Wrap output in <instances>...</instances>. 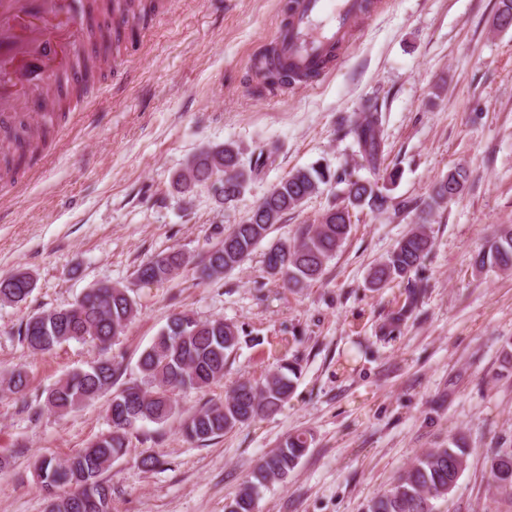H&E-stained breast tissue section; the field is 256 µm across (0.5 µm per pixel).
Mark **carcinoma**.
Segmentation results:
<instances>
[{"mask_svg":"<svg viewBox=\"0 0 512 512\" xmlns=\"http://www.w3.org/2000/svg\"><path fill=\"white\" fill-rule=\"evenodd\" d=\"M109 53L97 50L82 60L88 78L95 77L96 62ZM266 86L271 89L293 82L281 67H261ZM362 158L370 165L378 163L382 153L380 120L375 112L364 114L352 129ZM45 126L24 128L13 136V153L5 158L8 165L20 166L27 152L39 149L34 139L48 146ZM265 164L259 155L254 166L245 168L239 152L231 144L211 147L192 156L183 171L174 178L182 192L196 187L221 186L213 198L220 205L235 201L249 181ZM468 172L463 167L448 171L434 185L428 199L415 204L425 216L454 200L448 193L464 191ZM346 184V197L327 210L319 223L304 227L293 241L270 243L264 253L265 267H275L272 275L290 288H304L319 280L327 263L346 242L351 229L350 210L367 208L382 212L404 211L406 201L394 202L386 185L370 180H351L347 171L339 172L322 164L300 168L282 179L240 223L224 233L195 264L201 280L218 279L238 268L268 237L275 224L321 186ZM432 238L419 225L406 233L375 265L368 276L372 288L409 276L417 270L432 249ZM191 259L179 250L161 252L142 262L137 278L147 283L167 282L185 269ZM479 270H512V225L499 229L476 256ZM35 289L31 275L18 271L0 277V305L27 302ZM137 310L136 301L119 285L99 283L88 289L65 308L33 314L18 330L19 338L34 353H47L70 341L90 340L107 350L123 333ZM241 344L239 327L222 318L206 321L188 313L173 315L152 343L138 358V368L150 389L135 384L114 389L121 364L101 358L85 368L69 371L48 391L45 406L65 415L82 403L94 401L110 392L107 409L110 430L63 462L44 459L38 467L41 488H67L69 492L52 503L51 512H112V487L104 474L112 462L124 456L129 447L130 430L142 422L162 424L177 413L173 398L179 389H204L224 378L228 358ZM300 376L298 363L284 362L261 383H237L221 404H212L189 414L183 421L185 436L207 442L224 435L238 425L277 412L292 395ZM29 387L27 372L18 368L0 379V394L22 397ZM309 439L304 433L290 434L271 453L264 456L225 507V512H256L261 489L287 478L305 455ZM468 464L464 445L454 437L448 445L429 448L421 453L405 473L384 493L371 499L365 512H435L434 502L447 498L456 488ZM490 489L494 495L512 499V448H495L489 460Z\"/></svg>","mask_w":512,"mask_h":512,"instance_id":"1","label":"carcinoma"}]
</instances>
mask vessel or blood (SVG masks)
Returning a JSON list of instances; mask_svg holds the SVG:
<instances>
[{
  "label": "vessel or blood",
  "instance_id": "b4317fda",
  "mask_svg": "<svg viewBox=\"0 0 512 512\" xmlns=\"http://www.w3.org/2000/svg\"><path fill=\"white\" fill-rule=\"evenodd\" d=\"M58 10L57 0H0L1 122L10 119L28 90L59 74L71 80L82 75L80 42L73 35L67 39V65L59 71L43 67L56 53L48 18ZM364 13V0H293L287 25L271 35L272 55L295 73L314 75L342 48Z\"/></svg>",
  "mask_w": 512,
  "mask_h": 512
}]
</instances>
